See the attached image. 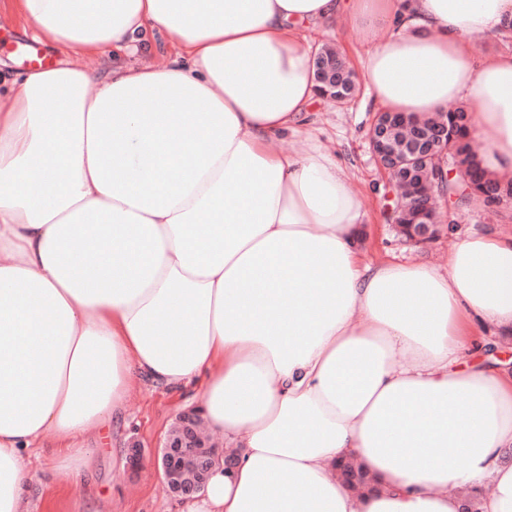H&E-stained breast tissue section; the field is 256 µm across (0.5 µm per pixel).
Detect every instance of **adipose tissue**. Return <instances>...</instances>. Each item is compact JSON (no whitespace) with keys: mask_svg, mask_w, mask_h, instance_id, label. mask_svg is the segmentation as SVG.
<instances>
[{"mask_svg":"<svg viewBox=\"0 0 512 512\" xmlns=\"http://www.w3.org/2000/svg\"><path fill=\"white\" fill-rule=\"evenodd\" d=\"M34 37L83 58L0 90V512L78 485L90 430L132 385L193 387L235 451L174 512H512V374L474 360L512 332V234L447 268L362 263L366 214L305 125L319 93L301 25L371 47L380 111L466 104L492 173H512V0H13ZM384 41H375L379 31ZM176 44L161 65L125 57ZM306 137L296 154L276 150ZM381 482L357 494L335 464Z\"/></svg>","mask_w":512,"mask_h":512,"instance_id":"1","label":"adipose tissue"}]
</instances>
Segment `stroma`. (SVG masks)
Masks as SVG:
<instances>
[{"instance_id":"35a3bbf8","label":"stroma","mask_w":512,"mask_h":512,"mask_svg":"<svg viewBox=\"0 0 512 512\" xmlns=\"http://www.w3.org/2000/svg\"><path fill=\"white\" fill-rule=\"evenodd\" d=\"M314 47L326 43L340 46L349 65L361 70L366 54L360 33L342 22L306 28ZM23 22L11 10L9 0H0V80L11 79L27 69L26 64L6 49V42L25 38ZM377 109L367 92L343 106L316 102L310 109L309 126L319 142L349 166L353 185L362 192L369 223L362 248L368 262L392 260L447 267L448 257L465 236L485 233L512 234V203L487 209L472 201L459 206L440 198L439 233L431 242L413 246L394 230L386 213V176L372 156L368 134ZM190 389L173 394L161 388L134 386L125 403L123 418L90 434L88 447L94 456L83 486L48 493L41 480H34L30 500L34 512L52 506L53 512H80L86 501L96 502L101 512H170L176 497L166 485L156 457L159 444L181 411L192 408ZM139 443L143 462L130 470L127 462L132 443Z\"/></svg>"}]
</instances>
